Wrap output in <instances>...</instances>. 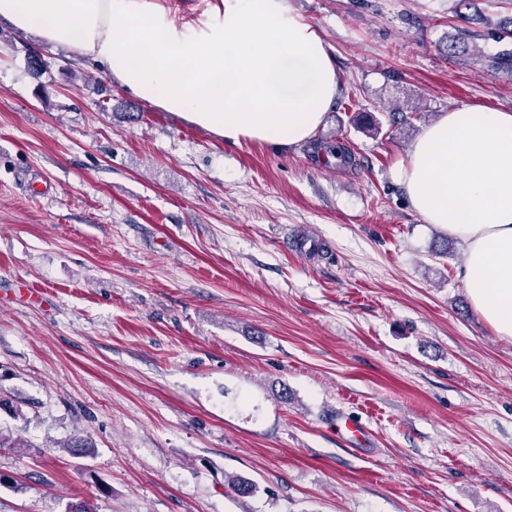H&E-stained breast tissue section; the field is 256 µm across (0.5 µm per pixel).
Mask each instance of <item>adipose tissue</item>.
Returning <instances> with one entry per match:
<instances>
[{"mask_svg": "<svg viewBox=\"0 0 512 512\" xmlns=\"http://www.w3.org/2000/svg\"><path fill=\"white\" fill-rule=\"evenodd\" d=\"M0 20L228 143L310 140L339 92L328 43L287 0H0ZM395 177L425 223L463 241L470 304L512 341V111L441 113Z\"/></svg>", "mask_w": 512, "mask_h": 512, "instance_id": "obj_1", "label": "adipose tissue"}]
</instances>
